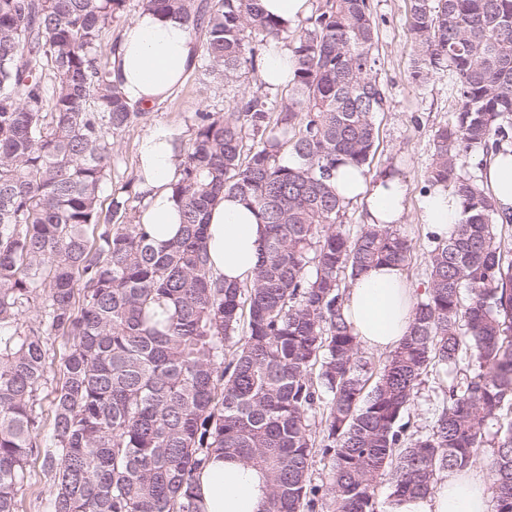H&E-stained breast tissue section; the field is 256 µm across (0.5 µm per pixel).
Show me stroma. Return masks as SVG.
I'll list each match as a JSON object with an SVG mask.
<instances>
[{
	"label": "stroma",
	"instance_id": "35a3bbf8",
	"mask_svg": "<svg viewBox=\"0 0 512 512\" xmlns=\"http://www.w3.org/2000/svg\"><path fill=\"white\" fill-rule=\"evenodd\" d=\"M369 4L378 32V79L386 92L387 107L376 118L378 140L366 177L376 179L394 165L407 183L410 209L399 231L409 239L412 250L404 272L413 287L422 291L427 286V258L433 243L420 222L415 203L431 163L434 134L451 121L458 101L449 94L445 81L435 78L420 88L411 79L415 56L407 32L411 0H369ZM258 85L259 78L253 72L243 73L235 85L224 87L210 83L199 69H192L174 97L148 110L129 130L114 136L111 167L100 195L102 205H109L116 194L135 195L137 143L154 124L171 125L183 139H190L196 112H225L233 100L251 94ZM446 381L443 373L423 377L407 417L411 432L422 434L430 429L433 413L442 400L441 386ZM41 461L37 454L29 459L28 481L18 495L20 512H44L52 488Z\"/></svg>",
	"mask_w": 512,
	"mask_h": 512
}]
</instances>
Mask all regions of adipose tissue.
I'll return each mask as SVG.
<instances>
[{"label":"adipose tissue","instance_id":"1","mask_svg":"<svg viewBox=\"0 0 512 512\" xmlns=\"http://www.w3.org/2000/svg\"><path fill=\"white\" fill-rule=\"evenodd\" d=\"M191 28L174 15L140 11L127 24L111 56L112 80L134 105L152 107L175 95L196 59ZM297 64L292 51L271 43L264 56L263 81L270 87L293 83ZM179 134L170 125H154L138 142L137 183L144 198L140 221L155 245L178 233L180 207L171 185L177 178ZM472 161H484V178L501 213L512 216V146L490 156L473 151ZM333 183L343 201L365 200L372 224L404 223L407 190L401 177L382 175L367 183L362 169L340 164ZM417 208L432 237L447 240L464 219L461 199L442 186L422 194ZM263 226L254 210L228 195L211 210L206 246L214 278L229 283L250 279L258 263ZM412 290L402 267L368 268L350 281L343 313L360 343L382 352L393 351L412 322ZM267 498L264 476L241 462L212 456L196 481L199 512H261ZM389 512H491L487 473L480 468L448 473L430 494L391 505Z\"/></svg>","mask_w":512,"mask_h":512}]
</instances>
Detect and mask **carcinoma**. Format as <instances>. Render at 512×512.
I'll use <instances>...</instances> for the list:
<instances>
[{"label": "carcinoma", "mask_w": 512, "mask_h": 512, "mask_svg": "<svg viewBox=\"0 0 512 512\" xmlns=\"http://www.w3.org/2000/svg\"><path fill=\"white\" fill-rule=\"evenodd\" d=\"M128 5L0 0V512H19L39 446L46 512H199L196 477L215 454L264 474L263 512H316L325 499L379 512L378 477L392 502L424 497L489 437L494 512H512V248L497 233L512 218L465 170L474 149L512 143V0H412L411 77L447 80L459 103L425 182L460 196L466 218L428 252L409 334L369 390L344 281L406 266L411 243L388 224L346 229L331 182L339 163L369 167L386 104L368 0H324L306 19L286 101L255 91L196 113L171 184L181 232L162 248L138 195L112 197L101 218L112 138L143 115L97 57ZM141 8L204 30L201 71L226 86L257 70L246 33L267 43L287 31L257 0ZM226 194L265 228L244 283L208 268V216ZM57 337L68 351L46 428L37 406ZM430 366L459 376L431 429L409 434L403 417ZM325 393L318 438L308 414ZM318 451L331 460L325 485L311 480Z\"/></svg>", "instance_id": "obj_1"}]
</instances>
